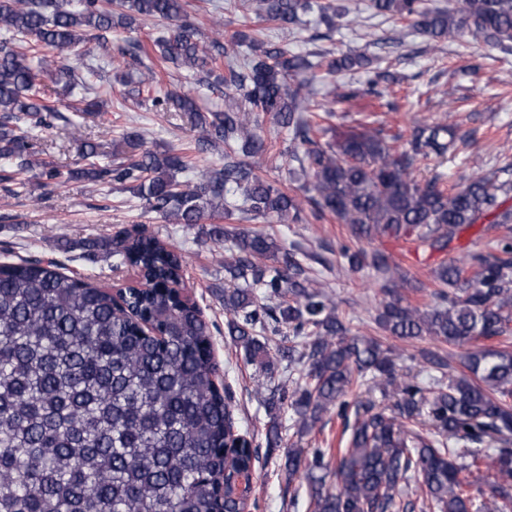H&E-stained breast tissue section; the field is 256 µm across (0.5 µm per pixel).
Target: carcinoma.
<instances>
[{
	"label": "carcinoma",
	"instance_id": "carcinoma-1",
	"mask_svg": "<svg viewBox=\"0 0 512 512\" xmlns=\"http://www.w3.org/2000/svg\"><path fill=\"white\" fill-rule=\"evenodd\" d=\"M244 16L282 28L314 16L327 30L336 19L369 11L409 22L438 48L469 32L503 51L512 49V0H368L349 8L335 0H234ZM188 0H0V178L26 185L40 169L47 183L71 180L122 186L144 211L170 224H209L227 243L224 261L225 335L268 379L278 362L301 367L288 399V381L259 383L256 393L270 421L267 453L282 450L288 478L303 473L312 512H509L512 509V353L494 342L512 332V179L499 171L474 177L462 189L436 173L412 178L419 159H443L455 137L448 120L415 121L400 146L383 129L357 120L344 131L333 111L313 101L316 73L371 64L364 53L298 54L244 32L205 40ZM165 27L149 46L137 39L109 56L115 78L139 106L186 112L199 149L224 146V163L197 169L186 157L158 153L131 132L130 151L102 162L95 144L83 164L63 170L30 151L38 129L60 118L45 98L44 80L63 83L62 96L101 111L90 97L95 69L87 44L112 32L132 33L141 20ZM42 51L29 63L23 43ZM209 81L247 107L202 110L190 92L143 99L155 79L135 78L141 54ZM306 112H321L314 124ZM292 133L291 160L309 173L302 193L269 184L240 159L261 158L269 145L260 116ZM330 135L322 141L317 134ZM193 178L180 181L179 173ZM326 215L347 226L339 256L354 271L381 276L383 300L375 319L389 336L463 346L462 376L447 374L448 351L426 350L437 375L425 382L398 367L376 337L351 333L330 295L292 249L268 233L233 220L298 224L302 214ZM499 234L493 252L434 271L432 304L421 308L401 292L407 276L386 251L365 244L390 239L432 252L448 250L457 233L489 215ZM104 248L137 269L147 288L126 289V306L112 294L69 275L53 259L21 258L0 264V512H239L248 507L236 478L254 467L259 448L238 430L229 389L216 381L210 327L192 302L172 286L182 283L184 257L172 245L140 233L84 244ZM269 332L283 344L271 349ZM394 397L384 405L375 393ZM289 405L301 431L335 409L349 433L325 463L327 449L307 455L281 448L278 413ZM495 471L485 484L482 468ZM415 483L420 502L404 499Z\"/></svg>",
	"mask_w": 512,
	"mask_h": 512
}]
</instances>
